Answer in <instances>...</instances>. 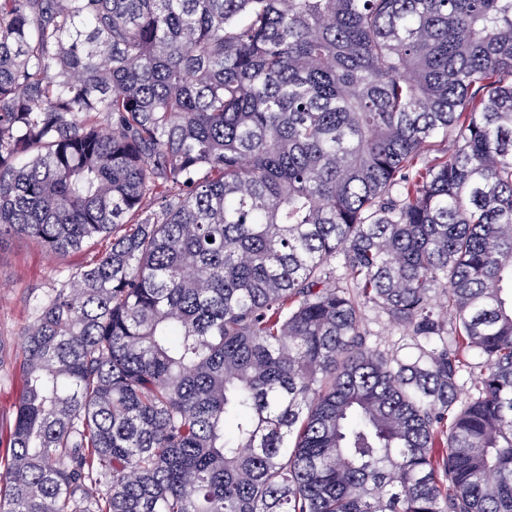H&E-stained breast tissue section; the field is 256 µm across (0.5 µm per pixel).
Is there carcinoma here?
Listing matches in <instances>:
<instances>
[{
    "mask_svg": "<svg viewBox=\"0 0 512 512\" xmlns=\"http://www.w3.org/2000/svg\"><path fill=\"white\" fill-rule=\"evenodd\" d=\"M16 235L0 512H512V0H0ZM96 249L52 257L33 240L18 236L0 246V339L12 356L20 351V331L32 320L37 296L63 273L90 263ZM366 319L367 327L373 334V342L381 344L382 348L397 351L401 356L412 355L413 349L409 348V341L400 330L388 326L384 319L373 310L366 312ZM23 389V381L18 376L6 375L0 371V434H5L9 426L12 404ZM2 424V427H1Z\"/></svg>",
    "mask_w": 512,
    "mask_h": 512,
    "instance_id": "1",
    "label": "carcinoma"
}]
</instances>
